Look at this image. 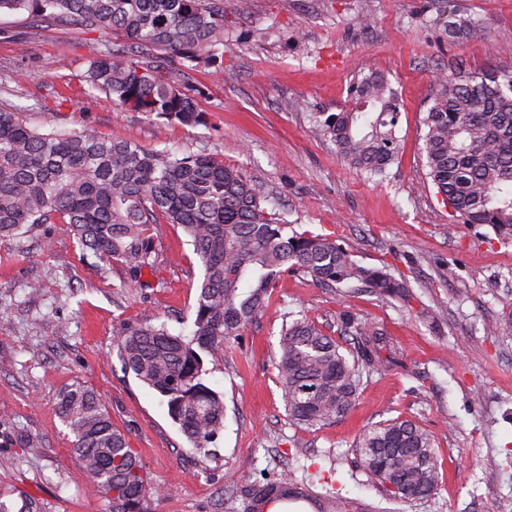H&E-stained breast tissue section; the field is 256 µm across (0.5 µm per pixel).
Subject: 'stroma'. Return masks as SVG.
<instances>
[{"label":"stroma","mask_w":512,"mask_h":512,"mask_svg":"<svg viewBox=\"0 0 512 512\" xmlns=\"http://www.w3.org/2000/svg\"><path fill=\"white\" fill-rule=\"evenodd\" d=\"M472 20L449 40L448 12ZM369 13L370 26L356 17ZM109 39L72 26L30 27L0 14V106H27L43 131L95 127L104 135L173 153L206 150L270 192L296 229L336 237L364 266L405 277L429 321L361 291L319 288L281 276L271 303L207 362L206 381L224 396V429L211 455L198 453L158 392L125 372L122 327L167 323L190 332L202 265L180 227L161 225L145 287L121 265L77 244L68 225L44 224L0 242V512H110L71 454L57 413L73 383L102 396L151 476L164 483L155 512H245L224 489L288 472L329 482L349 502L384 512H512V336L490 329L512 304V241L452 217L427 176L422 120L437 73L512 69V0H224L221 62L186 63L175 84L207 117L189 126L117 108L89 90L88 63ZM386 77L400 100L398 153L370 181L320 135L316 114L350 109V87ZM336 333L343 313L381 324L405 352L373 375L342 420L309 431L288 421L273 353L288 313ZM434 437L441 483L411 504L387 499L356 463L365 428L393 418ZM33 439L22 448L19 436Z\"/></svg>","instance_id":"35a3bbf8"}]
</instances>
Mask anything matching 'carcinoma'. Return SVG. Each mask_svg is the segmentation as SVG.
<instances>
[{
	"label": "carcinoma",
	"instance_id": "cac0c4a2",
	"mask_svg": "<svg viewBox=\"0 0 512 512\" xmlns=\"http://www.w3.org/2000/svg\"><path fill=\"white\" fill-rule=\"evenodd\" d=\"M27 16L34 27L70 24L84 32L116 35L84 73L89 89L112 96L126 112L206 121L167 73L224 47V0H0V12ZM451 37L473 23L455 14L443 20ZM425 112L423 151L428 176L464 224L487 225L512 239V70L463 67L435 79ZM355 107L317 120L340 156L370 177L395 160L400 107L394 89L370 73L353 89ZM268 196L237 167L210 153L182 155L104 137L90 127L41 132L25 108L0 107V240L40 224H67L78 245L107 264L125 267L134 281L153 266L162 224L181 227L203 267L190 335L165 323L122 328L123 367L167 399L168 413L201 454L224 429V399L205 381L202 354L224 358L284 274L325 288L357 283L362 290L407 311L416 300L410 282L383 268L360 265L336 239L308 230L288 231ZM339 335L353 350L301 316L283 323L274 365L288 420L308 429L345 418L364 377L402 364L404 354L386 331L349 312ZM57 414L71 451L112 512H154L163 487L150 476L126 435L113 424L101 396L74 383L58 396ZM359 466L392 498L405 503L431 496L439 486L433 438L417 423L389 419L359 434ZM248 512L277 502H306L315 512H340L332 489L293 474L242 482Z\"/></svg>",
	"mask_w": 512,
	"mask_h": 512
}]
</instances>
